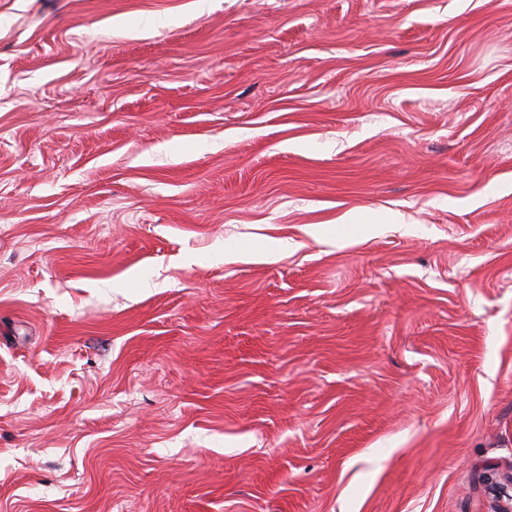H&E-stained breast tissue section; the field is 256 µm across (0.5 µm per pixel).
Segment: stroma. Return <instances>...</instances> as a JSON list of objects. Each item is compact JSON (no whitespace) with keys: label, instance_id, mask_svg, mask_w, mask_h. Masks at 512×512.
<instances>
[{"label":"stroma","instance_id":"1","mask_svg":"<svg viewBox=\"0 0 512 512\" xmlns=\"http://www.w3.org/2000/svg\"><path fill=\"white\" fill-rule=\"evenodd\" d=\"M511 467L512 0H0V512Z\"/></svg>","mask_w":512,"mask_h":512}]
</instances>
